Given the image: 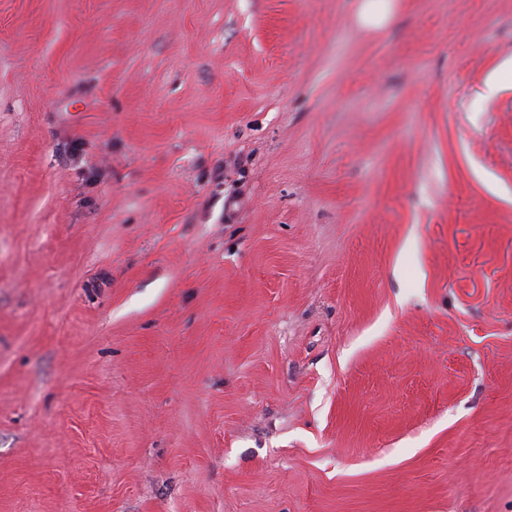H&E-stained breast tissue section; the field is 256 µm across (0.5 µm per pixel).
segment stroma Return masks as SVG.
<instances>
[{
    "label": "stroma",
    "mask_w": 512,
    "mask_h": 512,
    "mask_svg": "<svg viewBox=\"0 0 512 512\" xmlns=\"http://www.w3.org/2000/svg\"><path fill=\"white\" fill-rule=\"evenodd\" d=\"M0 0V512H512V0ZM388 0H363L360 8V21L368 27H379L387 20L390 11Z\"/></svg>",
    "instance_id": "stroma-1"
}]
</instances>
